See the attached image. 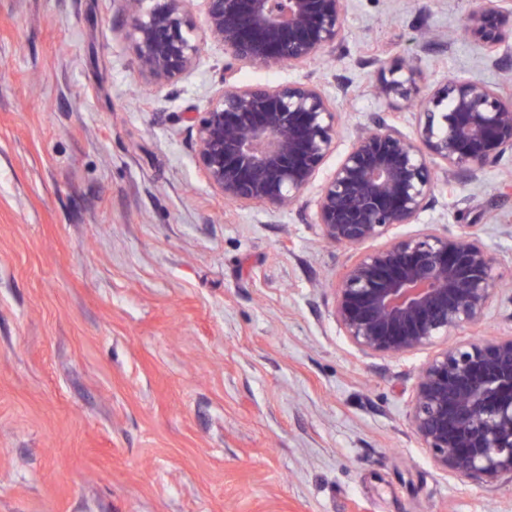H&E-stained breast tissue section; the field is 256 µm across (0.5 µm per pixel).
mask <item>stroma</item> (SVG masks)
<instances>
[{"instance_id":"35a3bbf8","label":"stroma","mask_w":512,"mask_h":512,"mask_svg":"<svg viewBox=\"0 0 512 512\" xmlns=\"http://www.w3.org/2000/svg\"><path fill=\"white\" fill-rule=\"evenodd\" d=\"M479 0H347L332 60L236 82L309 80L337 96L330 174L358 128L416 113L371 92L379 62L424 85L512 82L462 36ZM224 49L144 87L116 0H0V512H512V478L438 469L409 411L432 349L356 351L333 317L350 249L312 212L226 204L186 115ZM512 157L437 181L404 233L466 234L499 274L486 320L512 335Z\"/></svg>"}]
</instances>
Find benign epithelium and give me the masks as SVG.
<instances>
[{"label":"benign epithelium","mask_w":512,"mask_h":512,"mask_svg":"<svg viewBox=\"0 0 512 512\" xmlns=\"http://www.w3.org/2000/svg\"><path fill=\"white\" fill-rule=\"evenodd\" d=\"M138 68L156 88L196 64L191 0H119ZM205 31L224 55L267 70L303 67L336 54L345 0H202ZM483 0L462 32L490 62L512 39V9ZM421 73L401 59L378 69L375 94L409 105ZM200 112L189 113L194 155L209 184L237 207H293L335 148V98L311 81L269 87L227 78ZM418 137L385 120L362 129L314 201L325 241L355 250L334 286L336 322L360 353L403 357L486 317L494 261L476 240L413 224L433 200L436 171L450 181L480 180L512 155V98L484 82L456 77L436 84L418 111ZM375 248L364 245L377 240ZM412 430L435 463L484 483L512 477V336L445 343L420 370Z\"/></svg>","instance_id":"obj_1"}]
</instances>
